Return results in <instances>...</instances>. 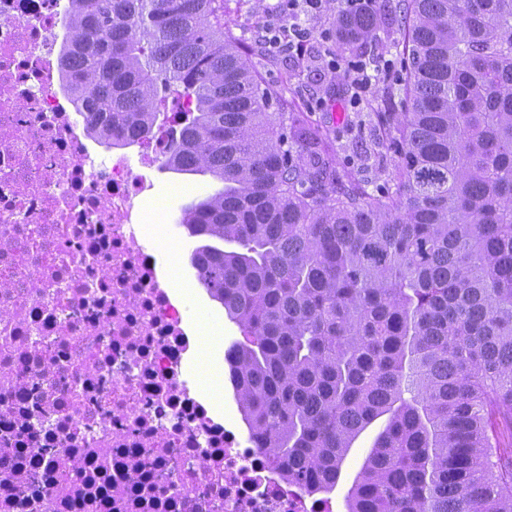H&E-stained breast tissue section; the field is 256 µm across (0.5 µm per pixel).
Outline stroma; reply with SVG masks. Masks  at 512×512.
I'll return each instance as SVG.
<instances>
[{"instance_id":"obj_1","label":"stroma","mask_w":512,"mask_h":512,"mask_svg":"<svg viewBox=\"0 0 512 512\" xmlns=\"http://www.w3.org/2000/svg\"><path fill=\"white\" fill-rule=\"evenodd\" d=\"M275 2L226 0L224 20L236 36L250 39L252 33L270 21ZM310 25L315 37L305 56L262 54L253 56L252 62L267 84L285 87V95L293 102L295 111L304 113L309 126L320 130L340 165L349 167L355 178L368 187L385 186L396 156L393 151L378 146L376 120L364 106L354 107L337 100L336 89L344 79L327 69V53L336 44L332 40L324 42L322 36L335 34V11L312 17ZM318 99L323 101V108H314L313 103ZM145 176L153 186L152 197L145 203L147 233L156 241L160 260L173 284L185 297L188 319L198 324L199 339L207 349L206 357L192 364L190 381L216 405L235 403L229 368L222 360L227 346L240 339L241 333L225 314L223 304L212 298L196 278L192 255L206 245V238L189 235L180 223L183 208L205 198L219 183L207 173H178L161 164L146 170ZM380 429V424H373L353 443L340 480L328 494L336 512H346L347 493Z\"/></svg>"}]
</instances>
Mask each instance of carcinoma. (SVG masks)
<instances>
[{
    "label": "carcinoma",
    "instance_id": "1",
    "mask_svg": "<svg viewBox=\"0 0 512 512\" xmlns=\"http://www.w3.org/2000/svg\"><path fill=\"white\" fill-rule=\"evenodd\" d=\"M61 82L96 139L152 134L184 101L164 164L222 189L183 210L199 283L244 335L237 404L288 483L332 491L386 421L347 512H512V0H377L336 14L346 60L386 82L368 189L335 164L222 23L218 0H71ZM402 41L372 53L382 14ZM281 108L272 112L273 105Z\"/></svg>",
    "mask_w": 512,
    "mask_h": 512
}]
</instances>
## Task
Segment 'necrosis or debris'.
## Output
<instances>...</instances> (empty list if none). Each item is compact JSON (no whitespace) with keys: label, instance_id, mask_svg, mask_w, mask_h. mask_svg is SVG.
Wrapping results in <instances>:
<instances>
[{"label":"necrosis or debris","instance_id":"1","mask_svg":"<svg viewBox=\"0 0 512 512\" xmlns=\"http://www.w3.org/2000/svg\"><path fill=\"white\" fill-rule=\"evenodd\" d=\"M70 0H0V512H334L186 379L184 304L143 243V169L58 78Z\"/></svg>","mask_w":512,"mask_h":512}]
</instances>
